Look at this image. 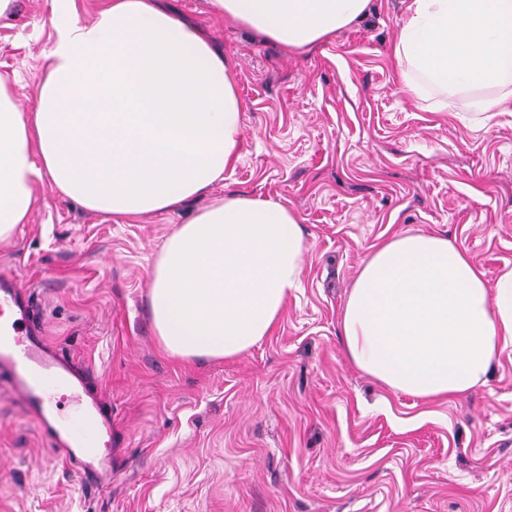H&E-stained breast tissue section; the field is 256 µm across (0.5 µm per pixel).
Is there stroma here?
Segmentation results:
<instances>
[{
	"label": "stroma",
	"mask_w": 512,
	"mask_h": 512,
	"mask_svg": "<svg viewBox=\"0 0 512 512\" xmlns=\"http://www.w3.org/2000/svg\"><path fill=\"white\" fill-rule=\"evenodd\" d=\"M162 3L225 54L245 107L242 158L209 197L291 207L308 243L302 284L249 354L173 359L154 333L150 270L204 201L119 224L40 185L30 222L0 241V273L110 404L112 485L82 491L4 383L0 512H512V346L487 385L428 402L362 373L340 337L380 240L447 236L491 284L512 267V112L482 127L465 98L402 91L390 47L403 0H370L302 52L225 23L208 0ZM54 36L49 0H15L0 18V75L22 104Z\"/></svg>",
	"instance_id": "1"
}]
</instances>
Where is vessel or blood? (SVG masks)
Segmentation results:
<instances>
[{"label":"vessel or blood","instance_id":"vessel-or-blood-1","mask_svg":"<svg viewBox=\"0 0 512 512\" xmlns=\"http://www.w3.org/2000/svg\"><path fill=\"white\" fill-rule=\"evenodd\" d=\"M28 412L49 435L56 449L76 465L85 486L112 481V412L90 385L87 372L50 350L37 328L33 307L22 297L14 276L0 277V373ZM66 389L78 409L66 421L58 420L48 382Z\"/></svg>","mask_w":512,"mask_h":512}]
</instances>
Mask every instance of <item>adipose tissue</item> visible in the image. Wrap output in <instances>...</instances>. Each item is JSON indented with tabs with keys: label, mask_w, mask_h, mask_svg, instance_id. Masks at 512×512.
Masks as SVG:
<instances>
[{
	"label": "adipose tissue",
	"mask_w": 512,
	"mask_h": 512,
	"mask_svg": "<svg viewBox=\"0 0 512 512\" xmlns=\"http://www.w3.org/2000/svg\"><path fill=\"white\" fill-rule=\"evenodd\" d=\"M370 0H210L214 14L303 51ZM56 37L31 111L0 78V241L28 223L36 187L121 221L207 194L241 157L235 72L200 26L157 0H106L89 23L52 0ZM393 45L404 92L454 97L512 78V0H408ZM308 246L288 205L229 194L176 225L151 269L164 350L236 360L271 334L301 286ZM349 360L395 393L454 399L486 384L512 344V268L488 284L448 237L373 247L341 318Z\"/></svg>",
	"instance_id": "ef3b65f1"
}]
</instances>
